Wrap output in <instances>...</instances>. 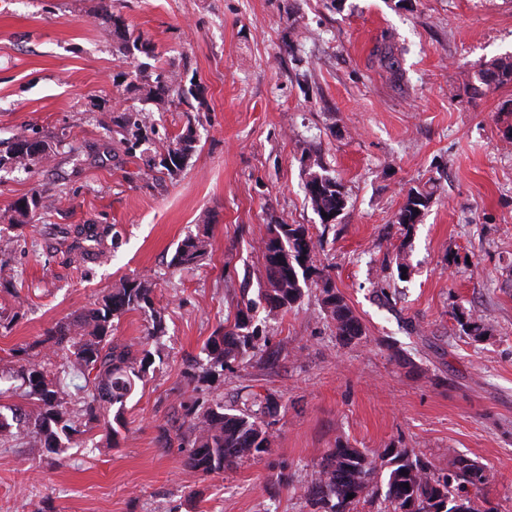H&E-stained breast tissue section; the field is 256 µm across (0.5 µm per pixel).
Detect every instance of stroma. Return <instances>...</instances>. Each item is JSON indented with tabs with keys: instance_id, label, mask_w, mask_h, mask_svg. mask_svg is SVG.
<instances>
[{
	"instance_id": "35a3bbf8",
	"label": "stroma",
	"mask_w": 512,
	"mask_h": 512,
	"mask_svg": "<svg viewBox=\"0 0 512 512\" xmlns=\"http://www.w3.org/2000/svg\"><path fill=\"white\" fill-rule=\"evenodd\" d=\"M510 53L512 0H0V154L21 139L51 154L0 166V265L15 275L0 288V374L17 384L24 349L127 279L149 282L151 306L115 338L139 341L156 312L166 325L114 447L91 452L96 428L53 466L0 444V512H314L301 486L339 445L412 448L442 471L456 451L512 512V83L467 86ZM162 70L198 91L195 148L173 173L151 160L182 114L133 89ZM120 107L147 116L137 145L112 122ZM317 158L346 200L328 226L305 192ZM412 188L433 197L403 225ZM31 196L36 215L16 226ZM281 220L308 227L362 339L337 338L313 280L268 315L264 243ZM197 235L204 259L174 268ZM247 298L256 348L206 374L207 340ZM463 311L490 334L466 335ZM256 398L274 403L269 452L186 474V406Z\"/></svg>"
}]
</instances>
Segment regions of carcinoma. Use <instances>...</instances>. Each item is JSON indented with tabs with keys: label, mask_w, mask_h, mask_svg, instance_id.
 <instances>
[{
	"label": "carcinoma",
	"mask_w": 512,
	"mask_h": 512,
	"mask_svg": "<svg viewBox=\"0 0 512 512\" xmlns=\"http://www.w3.org/2000/svg\"><path fill=\"white\" fill-rule=\"evenodd\" d=\"M512 82V56L484 63L468 80L474 92ZM175 77L159 72L135 86L146 99H158L171 92L187 106L183 110L185 129L159 153V166L172 172L180 168L193 148V106ZM117 128L129 132L141 130L146 116L140 111L122 110L114 118ZM50 159L49 146L38 140H21L10 153L0 156V165L9 162L26 169L35 162ZM309 170L305 190L308 202L317 215L328 217L345 208L341 184L325 174L323 163L314 162ZM432 193L412 188L400 209L396 222L417 224L428 207ZM40 206L33 196L19 202L16 223H28L29 213ZM208 242L188 237L177 247L172 264L188 268L198 264L207 254ZM267 288L264 298L271 313L286 312L303 296L301 279L314 273L322 281L323 305L334 322L336 336L345 343L361 339L363 328L351 307L329 287L326 268L312 264L315 243L302 224L279 222L270 226V237L264 244ZM151 288L138 280H125L119 287L102 297L95 306L82 309L74 318L58 321L48 328L36 345L39 351L28 365L19 371L23 387L21 397L26 405L14 406L11 415L0 412V441L23 439L26 445L48 455V463L57 464L58 457L70 448L72 437L95 427L104 432L106 447H111L118 430L111 421L122 422L128 398L139 381L144 380L153 364L151 342L165 335L161 315L151 318L143 340L136 344L123 343L112 336V320L128 311L150 304ZM250 302L238 311L233 326L221 327L205 345L209 369H224L248 350L255 348L256 332L248 331ZM458 321L463 331L476 338L491 331L481 316L460 313ZM62 373H73L84 384L71 393L60 379ZM255 409H240L235 413L224 410V401L186 410L188 418L182 441L187 448L184 468L193 475L220 474L239 463L254 460L270 450V435L261 414L270 411V400H256ZM113 420H107L108 415ZM390 459L384 501L392 512H450L448 501L463 500L464 512H493L479 495H469V489L481 491L493 478L484 466L461 455L448 458V472H437L434 465L412 448H386L378 456L369 457L355 448L338 445L329 449L316 465L303 495L316 512H354V505L363 494H377L375 478L378 461ZM409 487H404V484ZM353 498H348V495Z\"/></svg>",
	"instance_id": "cac0c4a2"
}]
</instances>
